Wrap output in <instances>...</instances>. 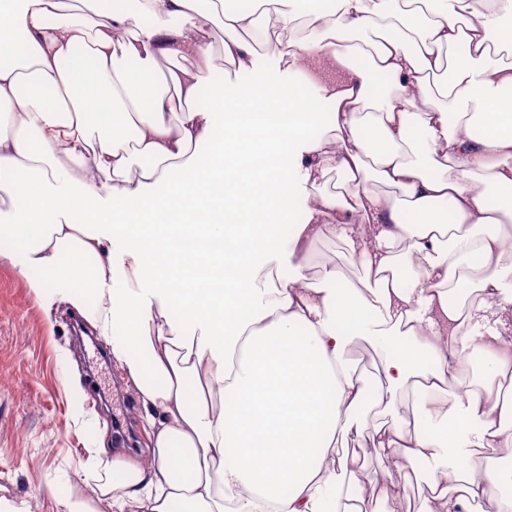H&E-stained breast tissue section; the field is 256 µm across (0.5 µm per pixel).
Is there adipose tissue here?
Instances as JSON below:
<instances>
[{
    "label": "adipose tissue",
    "instance_id": "ef3b65f1",
    "mask_svg": "<svg viewBox=\"0 0 512 512\" xmlns=\"http://www.w3.org/2000/svg\"><path fill=\"white\" fill-rule=\"evenodd\" d=\"M265 2L258 18L215 0H0V237L20 244L0 264L109 344L149 440L144 458L91 449L58 512H400L386 489L354 505L344 443L363 403L393 406L409 384L424 396L414 429L377 428L379 454L413 468L512 444V398L441 395L447 350L477 357L488 384L512 359V0H333L312 38L286 44L295 0ZM174 18L223 29L239 79L208 105L211 48ZM160 56L178 68L158 73ZM301 61L344 77L305 88L288 78ZM322 102L331 149L307 136ZM334 169L358 191L313 197L292 242L340 224L365 279L274 278L277 222ZM479 174L505 195L475 192ZM474 266L482 301L449 303ZM350 332L381 352L372 386L346 357ZM506 485L487 454L440 474L417 512H512Z\"/></svg>",
    "mask_w": 512,
    "mask_h": 512
}]
</instances>
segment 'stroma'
<instances>
[{
    "instance_id": "35a3bbf8",
    "label": "stroma",
    "mask_w": 512,
    "mask_h": 512,
    "mask_svg": "<svg viewBox=\"0 0 512 512\" xmlns=\"http://www.w3.org/2000/svg\"><path fill=\"white\" fill-rule=\"evenodd\" d=\"M204 33L212 54L199 93L206 104L212 90L235 72L224 61L222 30L211 23ZM333 267L354 283L364 276L359 259L329 225L285 258L280 276L293 278L300 269L311 284L320 285ZM78 318L65 306L45 309L10 266L0 265V497L26 502L31 512H55L56 499L81 483L79 463L89 449L104 447L113 455L147 446L135 389L92 339L76 341ZM71 377L79 379V392L68 389ZM418 404V395L407 387L397 391L394 410L379 414L366 408L358 414L360 433L350 446L362 462L360 497H374L387 482L405 512H413L425 496L428 468L391 471L367 439L379 423L412 421Z\"/></svg>"
}]
</instances>
